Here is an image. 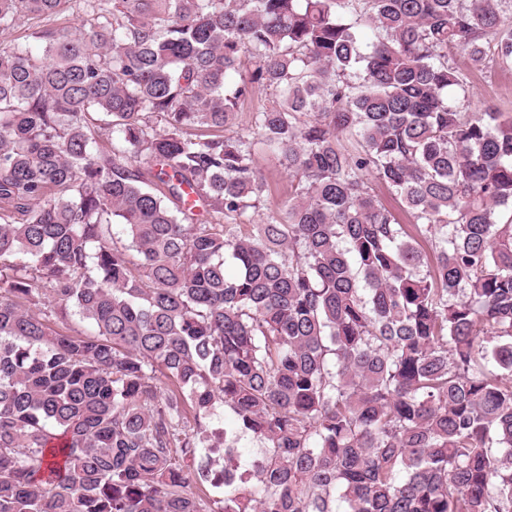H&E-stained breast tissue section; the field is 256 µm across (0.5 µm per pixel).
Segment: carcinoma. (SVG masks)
I'll list each match as a JSON object with an SVG mask.
<instances>
[{"instance_id":"obj_1","label":"carcinoma","mask_w":512,"mask_h":512,"mask_svg":"<svg viewBox=\"0 0 512 512\" xmlns=\"http://www.w3.org/2000/svg\"><path fill=\"white\" fill-rule=\"evenodd\" d=\"M502 2L0 0V512H512ZM454 60L468 76L469 93L465 105L492 108L512 113V70L493 69L478 73L469 72V64L463 54H455ZM268 98L269 91L256 85L251 96L242 102L241 107L237 112L235 124L231 130L245 135L248 134L251 130V118L253 112L266 104ZM254 164L263 182L262 212H269L288 204L292 185L288 173L258 149L254 155Z\"/></svg>"}]
</instances>
